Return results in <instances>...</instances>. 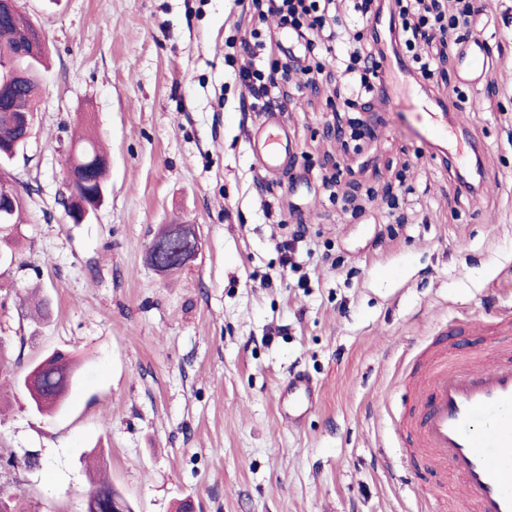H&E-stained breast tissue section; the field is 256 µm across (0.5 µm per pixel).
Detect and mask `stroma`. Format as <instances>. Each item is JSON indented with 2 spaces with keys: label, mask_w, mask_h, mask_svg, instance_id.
Wrapping results in <instances>:
<instances>
[{
  "label": "stroma",
  "mask_w": 512,
  "mask_h": 512,
  "mask_svg": "<svg viewBox=\"0 0 512 512\" xmlns=\"http://www.w3.org/2000/svg\"><path fill=\"white\" fill-rule=\"evenodd\" d=\"M378 5L367 33L394 99L332 82L271 93L294 149L269 174L239 40L260 30L279 60L304 49L251 0H19L50 64L29 143L4 166L25 215L0 258V456L16 459L1 489L83 512L97 455L134 512H468L459 482L427 478L396 427L419 351L450 325L481 351L471 324L512 308V0L472 18L491 59L478 89L454 47L417 75L390 30L394 0ZM427 104L462 122L453 152L423 138ZM356 118L371 126L358 141ZM81 125L110 168L102 206L73 224L64 170ZM170 224L191 225L200 250L164 274L148 252ZM299 231L294 271L280 246ZM57 350L78 375L43 415L10 382ZM297 375L319 400L295 425L283 392Z\"/></svg>",
  "instance_id": "stroma-1"
}]
</instances>
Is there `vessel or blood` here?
I'll use <instances>...</instances> for the list:
<instances>
[{
    "label": "vessel or blood",
    "mask_w": 512,
    "mask_h": 512,
    "mask_svg": "<svg viewBox=\"0 0 512 512\" xmlns=\"http://www.w3.org/2000/svg\"><path fill=\"white\" fill-rule=\"evenodd\" d=\"M468 80L480 84L490 67L479 38L461 48ZM499 338L479 362L458 359L447 335L436 336L413 384V401L398 431L402 446L423 453L433 470L458 477L472 512H512V310L495 317ZM314 393L303 380L288 388V410L302 414Z\"/></svg>",
    "instance_id": "b4317fda"
}]
</instances>
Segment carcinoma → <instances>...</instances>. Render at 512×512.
I'll list each match as a JSON object with an SVG mask.
<instances>
[{
	"label": "carcinoma",
	"mask_w": 512,
	"mask_h": 512,
	"mask_svg": "<svg viewBox=\"0 0 512 512\" xmlns=\"http://www.w3.org/2000/svg\"><path fill=\"white\" fill-rule=\"evenodd\" d=\"M32 23L18 11L8 19L0 20V55L7 54L32 31ZM46 48L41 44L35 50L15 60L14 65L30 70L32 82L20 87L9 104L0 107V161L11 159L14 150L13 135L21 113L34 111L39 89L38 70L43 64ZM23 205L12 210L9 223H0V249L13 250L17 243V228ZM75 379V363L68 354L55 352L31 367L17 379L29 395L32 407L39 413L51 414L65 406L69 388ZM123 499L118 490L106 481L99 482L90 491L86 512H112V499ZM33 505L21 494L0 490V512H32Z\"/></svg>",
	"instance_id": "1"
}]
</instances>
